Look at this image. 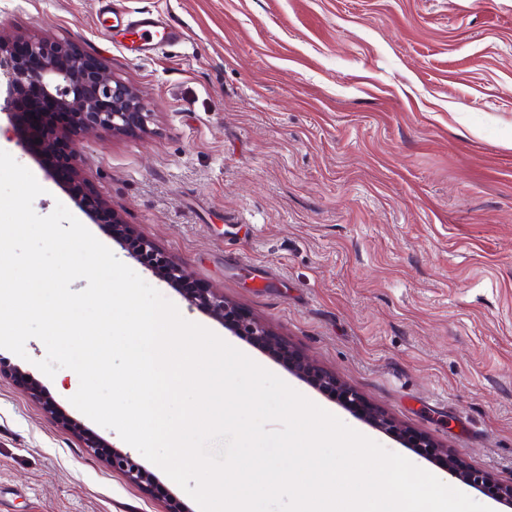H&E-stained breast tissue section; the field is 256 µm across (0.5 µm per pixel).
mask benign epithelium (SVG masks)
<instances>
[{
	"label": "benign epithelium",
	"mask_w": 512,
	"mask_h": 512,
	"mask_svg": "<svg viewBox=\"0 0 512 512\" xmlns=\"http://www.w3.org/2000/svg\"><path fill=\"white\" fill-rule=\"evenodd\" d=\"M26 50L37 60L36 66L25 64L15 55L14 47L0 39V96L3 97L0 109L12 113L14 119L24 123L35 138L43 141L46 150H55L57 144L75 130L127 133L145 127L150 113L146 112L138 93L124 81L108 76L99 66L88 67L79 57L72 58L67 65L59 64V57L67 51L66 45L60 42L34 38L26 42ZM108 223L113 225L119 244L132 247L136 260L154 275L168 282L181 280V266L169 261L152 244L136 237L128 225L115 218ZM189 301L287 359L315 386L360 407L374 426L385 431H397L395 422L388 415L363 405L358 393L342 386L334 375L293 359L264 324L239 315L236 307L224 297L205 289L190 292ZM86 442L95 452L104 454L112 471L123 475L129 483L143 488L156 499L169 500L166 488L157 483L131 455L116 450L104 451L105 445L89 432L86 433ZM414 447L418 448L420 455L440 460L443 467L461 481L492 487L501 497L512 500V485H497L491 474L468 468L432 440L420 437Z\"/></svg>",
	"instance_id": "7a95c632"
}]
</instances>
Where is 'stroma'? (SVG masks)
Returning <instances> with one entry per match:
<instances>
[{"mask_svg":"<svg viewBox=\"0 0 512 512\" xmlns=\"http://www.w3.org/2000/svg\"><path fill=\"white\" fill-rule=\"evenodd\" d=\"M144 12L182 32L149 58L114 27ZM0 37L67 43L150 113L136 133L75 132L66 168L0 114V149L45 189L37 214L63 203L186 320L387 450L447 477L426 437L512 484V0H0ZM85 194L184 282L143 267ZM190 283L399 432L191 305ZM25 349H0V512H165L87 448L90 432L133 451L71 404L70 370L46 377L44 344Z\"/></svg>","mask_w":512,"mask_h":512,"instance_id":"35a3bbf8","label":"stroma"}]
</instances>
